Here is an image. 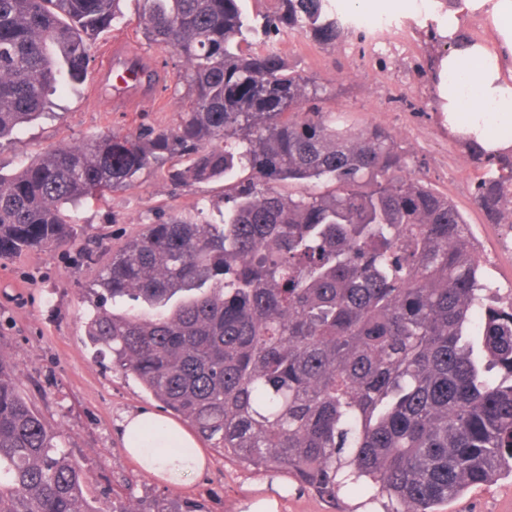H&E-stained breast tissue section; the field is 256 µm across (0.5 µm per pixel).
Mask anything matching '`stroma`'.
Returning a JSON list of instances; mask_svg holds the SVG:
<instances>
[{"label":"stroma","instance_id":"35a3bbf8","mask_svg":"<svg viewBox=\"0 0 512 512\" xmlns=\"http://www.w3.org/2000/svg\"><path fill=\"white\" fill-rule=\"evenodd\" d=\"M122 17L95 40L92 54L106 53L124 38L152 64L163 66L165 91L136 112L109 109L88 73L75 90L58 97L57 116L28 124L0 141V164L19 168L47 150L73 147L104 130L126 135L140 125L171 127L186 111L181 66L170 50L150 44L138 26V0H122ZM360 13L385 21L383 35L355 27L333 45L304 34L281 35L277 47L288 67L320 87L321 111L343 116L355 128L379 126L393 137L409 169L464 214L476 240L487 279L500 297L512 294V229L489 223L475 203L484 168L463 142L438 121L434 66L450 47L439 33L440 9L417 15L405 0H363ZM224 180L174 188L160 173L143 171L135 185L90 198L72 214L86 235L99 237L109 260L157 213L211 219L224 205ZM75 248L33 251L0 262V349L18 369L25 396L43 417L59 426L67 449L85 473L84 494L100 512L112 504L177 499L201 504L203 512H241L253 497L274 494L280 512H353L361 496L338 502L301 488L284 473L258 472L207 448L209 466L185 487L173 490L140 473L123 448V414L163 407L133 378L113 368L109 355L90 344L85 316L97 302L96 269L77 267ZM450 512H512V480L478 487L449 506Z\"/></svg>","mask_w":512,"mask_h":512}]
</instances>
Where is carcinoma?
Instances as JSON below:
<instances>
[{"mask_svg": "<svg viewBox=\"0 0 512 512\" xmlns=\"http://www.w3.org/2000/svg\"><path fill=\"white\" fill-rule=\"evenodd\" d=\"M120 0H0V139L82 81ZM145 38L186 64L188 109L167 128L107 131L0 172V260L77 235L67 206L129 188L239 171L217 222L161 213L98 273L86 336L224 456L286 470L333 501L441 512L512 476V300L491 296L460 210L407 171L383 129L338 127L318 86L252 46L241 0H141ZM337 0H275L265 36L334 43ZM475 200L512 221V155ZM330 183L297 197L284 181ZM146 311H116L124 298ZM81 462L25 399L0 350V512H96ZM112 512H195L152 501Z\"/></svg>", "mask_w": 512, "mask_h": 512, "instance_id": "cac0c4a2", "label": "carcinoma"}]
</instances>
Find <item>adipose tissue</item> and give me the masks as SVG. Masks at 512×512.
<instances>
[{"label": "adipose tissue", "mask_w": 512, "mask_h": 512, "mask_svg": "<svg viewBox=\"0 0 512 512\" xmlns=\"http://www.w3.org/2000/svg\"><path fill=\"white\" fill-rule=\"evenodd\" d=\"M481 14L489 38L463 32L465 18ZM444 33L452 46L439 58L434 78L440 100L439 121L454 137L473 142L489 155L512 153V0H448ZM159 425L176 445H137L134 435ZM127 454L146 474L171 487L202 473L209 461L196 437L181 423L152 413L125 416L121 423Z\"/></svg>", "instance_id": "obj_1"}]
</instances>
